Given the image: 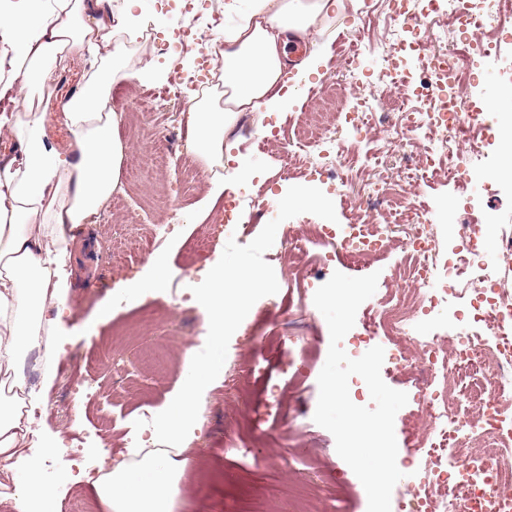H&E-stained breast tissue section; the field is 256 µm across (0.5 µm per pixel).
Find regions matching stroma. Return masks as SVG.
I'll use <instances>...</instances> for the list:
<instances>
[{
  "instance_id": "35a3bbf8",
  "label": "stroma",
  "mask_w": 512,
  "mask_h": 512,
  "mask_svg": "<svg viewBox=\"0 0 512 512\" xmlns=\"http://www.w3.org/2000/svg\"><path fill=\"white\" fill-rule=\"evenodd\" d=\"M364 6L365 0H347L345 15L330 21L313 42L300 43L295 58L311 59L312 65L287 106L251 114L225 138L229 160L218 180L236 185L238 164H247L253 171L247 183L251 194L279 201L280 206L259 212L248 235H217L204 258L190 252L187 243L216 222L224 201L210 199L213 180L187 148L189 98L199 87V46L174 57L150 58L167 79L181 84L179 100L169 106L176 140L171 153H153L152 133L162 115L150 119L134 110L138 99L161 91V84L125 81L114 86L110 106L120 116L117 135L128 146L121 199L108 201L88 223L73 230L64 300L49 313L62 356L53 363L51 379L38 370L31 373L33 383L45 384L50 403L42 436L58 438L60 447L74 451L70 460L40 448L33 451L48 479L63 477L61 500L77 493L90 512H106L92 488L106 459L128 460L135 449L150 446V424L169 410L181 390L186 348H193L198 357L212 353L196 290L211 265L221 262L229 268L246 264L262 271L269 287L251 300L224 337L222 368L207 395L197 438L186 451L191 462L181 478L174 512H367L363 485L338 455L333 435L313 420L329 329L312 293L301 292L296 281L288 279L282 245L289 225L342 224L347 211L339 195L311 177L280 180L277 145L263 153L242 146L244 132L266 134L275 125L291 127L297 113L311 105L307 87L341 81L344 61L338 46L354 35V21ZM88 68V59L79 55L59 66L53 98L43 107L48 139L64 133L53 116L61 102L80 89ZM494 163L488 187H473L481 195V209H473L440 178L422 184L418 192L419 201L436 213L455 203L451 221L439 226L441 235H450L454 224L478 221L484 248L491 253L500 246L504 226L512 225V195L499 192L495 182L496 171L512 170V154L495 151ZM307 190L321 198V205L301 203ZM172 210L180 215L178 223L168 221ZM158 224L168 227L160 247L169 267L166 284L128 292V282L147 272L149 257L138 244ZM117 243L132 256L127 267L114 264L112 247ZM323 251V246L312 244L304 255L306 270L320 272L322 280L337 271L353 277L379 275L375 294L356 314L353 330L361 332L368 312L383 309L385 286L402 253L393 247L365 261L339 254L323 266ZM106 309L111 312L107 318L102 315ZM168 346L173 354L164 374H156L142 353ZM381 376L388 386L408 395L395 418V435L399 448L415 447L424 430L416 375L385 366Z\"/></svg>"
}]
</instances>
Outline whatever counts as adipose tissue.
I'll return each instance as SVG.
<instances>
[{"instance_id":"adipose-tissue-1","label":"adipose tissue","mask_w":512,"mask_h":512,"mask_svg":"<svg viewBox=\"0 0 512 512\" xmlns=\"http://www.w3.org/2000/svg\"><path fill=\"white\" fill-rule=\"evenodd\" d=\"M345 10V0H224L231 22L222 36V88L192 96L187 114L188 148L205 168L222 164L224 135L243 113L271 111L281 99L289 82V38L322 33ZM153 22L134 12L130 0L118 8L103 7L102 0H0V30L11 39V75L0 90L17 103L16 111L0 114V133L19 144L18 153L0 163V381L18 392L14 405L0 408V473L13 481L0 497L13 501L16 512L55 510L56 484L24 456L36 434L33 410L43 402L26 358L37 353L43 368L59 354L43 329V313L63 300L70 230L98 213L120 183L125 146L116 135L112 88L133 79L157 81L150 64L133 58ZM82 52L92 63L59 114L75 138L73 152L63 155L49 144L45 115L32 104L64 58ZM266 286L259 270L212 267L199 306L216 352L247 296ZM220 366L216 354L193 362L170 411L153 423L160 448L110 467L95 484L109 512H171L187 465L181 454L202 416L205 382Z\"/></svg>"}]
</instances>
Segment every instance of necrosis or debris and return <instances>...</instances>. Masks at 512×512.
I'll list each match as a JSON object with an SVG mask.
<instances>
[{
	"label": "necrosis or debris",
	"mask_w": 512,
	"mask_h": 512,
	"mask_svg": "<svg viewBox=\"0 0 512 512\" xmlns=\"http://www.w3.org/2000/svg\"><path fill=\"white\" fill-rule=\"evenodd\" d=\"M405 0H386L385 11L369 7L356 35L342 41L344 83L353 101L343 123L330 112L296 118L291 130L249 138L266 151L282 142L281 178L290 180L297 161L317 155L313 175L341 189L354 173L377 166L388 146H402L421 133L430 138L412 163L394 177L365 183L347 200L344 228L320 224L309 234L288 231L292 253L319 242L353 258L385 250L405 229L397 288L388 308L364 324L368 339L390 341L389 361L419 368L418 388L427 433L418 444L422 465L412 467L396 512H512V467L501 464L512 447V227L505 228L496 256H488L479 227L463 224L453 248H445L429 210L416 191L428 177L459 186L475 177L484 146L504 148L490 113L472 109L464 90L474 88L477 63L497 60L501 36L512 28V0H418V21L409 36ZM159 55H179L187 43L202 49L200 70L215 74L222 46L189 26L169 39L143 35ZM430 73L417 85L408 74L428 44ZM455 304L463 311L446 332L423 334L433 312Z\"/></svg>",
	"instance_id": "obj_1"
}]
</instances>
